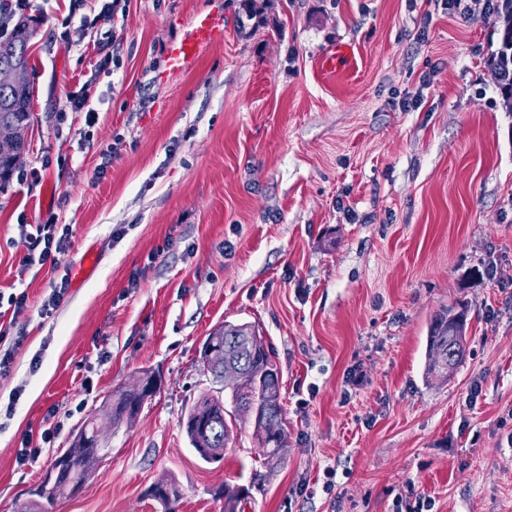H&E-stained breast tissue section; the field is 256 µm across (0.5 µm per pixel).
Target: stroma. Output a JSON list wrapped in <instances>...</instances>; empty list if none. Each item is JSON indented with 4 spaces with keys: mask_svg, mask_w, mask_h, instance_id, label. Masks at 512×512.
<instances>
[{
    "mask_svg": "<svg viewBox=\"0 0 512 512\" xmlns=\"http://www.w3.org/2000/svg\"><path fill=\"white\" fill-rule=\"evenodd\" d=\"M467 3L264 0L259 25L238 0H26L33 117L0 188V294L28 304L0 315L25 335L0 378V512H163L148 494L163 478L176 512H224V485L247 488L238 512H512V112L486 66L493 20ZM203 13L221 38L171 71L168 47ZM339 40L357 63L330 78L317 57ZM86 83L91 118L67 105ZM49 210L70 242L58 268L25 265L21 227ZM458 304L465 357L426 377L430 324ZM227 323L274 350L277 467L247 416L220 461L186 437L214 387L199 348ZM147 371L159 391L104 431L83 489L48 503L60 450ZM51 415L54 444L18 465Z\"/></svg>",
    "mask_w": 512,
    "mask_h": 512,
    "instance_id": "1",
    "label": "stroma"
}]
</instances>
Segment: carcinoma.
I'll list each match as a JSON object with an SVG mask.
<instances>
[{
    "instance_id": "obj_1",
    "label": "carcinoma",
    "mask_w": 512,
    "mask_h": 512,
    "mask_svg": "<svg viewBox=\"0 0 512 512\" xmlns=\"http://www.w3.org/2000/svg\"><path fill=\"white\" fill-rule=\"evenodd\" d=\"M32 31L29 24L20 21L13 25L5 38H0V63L18 62L28 64ZM493 82L500 93H512V47L504 33H499V42L487 60ZM33 88H7L0 86V127L8 128L13 136L0 141V184L9 180L16 167L11 164L12 155L24 149V132L32 120L31 100ZM456 315L461 323V331L467 332V314L464 309L448 307L437 316L430 325L428 336V355L448 349V317ZM246 325L224 326V345L226 349L244 360L247 379L244 385L231 389L233 411L228 412L224 406L223 394L213 391L203 395L188 411L185 432L192 448L206 462L216 461L224 454V447L233 435V418L246 415L259 405L266 408L269 402L268 390L279 386L278 370L274 367L272 352L264 345L258 352L240 349L238 339L243 336ZM145 404L142 397L124 391L113 400L105 401L99 408L97 417L85 421L72 439L74 443L92 439V429L96 418L106 420L115 426L124 421L133 410H141ZM283 409L275 408L277 429L272 433L263 424L254 425L256 436L267 448V463L272 464L280 457L281 449L288 447V434L283 428ZM108 455V449L96 448L94 444L85 446L81 455L63 460L56 458L51 468L55 478L51 487L44 489L43 495L54 500L72 496L75 489L82 487L93 476L98 466ZM148 494L157 501L164 512H175V503L179 492L175 483L159 480L151 486ZM217 497L224 498V512H236L241 502L236 488L228 485L216 490Z\"/></svg>"
}]
</instances>
